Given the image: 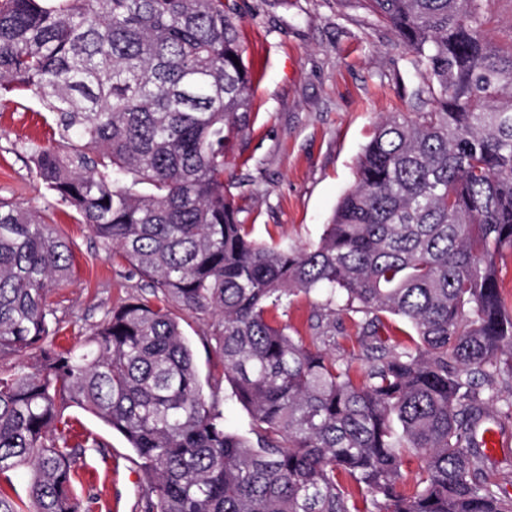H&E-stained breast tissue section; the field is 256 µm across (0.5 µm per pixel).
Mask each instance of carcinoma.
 <instances>
[{
    "label": "carcinoma",
    "mask_w": 512,
    "mask_h": 512,
    "mask_svg": "<svg viewBox=\"0 0 512 512\" xmlns=\"http://www.w3.org/2000/svg\"><path fill=\"white\" fill-rule=\"evenodd\" d=\"M488 0H357L421 72L431 108L384 117L320 239L259 241L224 181L251 117L239 0H0V94L36 101L54 143H16L49 192L0 198V512H86L64 413L119 433L143 512H512L480 428L512 418V44ZM70 209L149 295L56 342ZM299 293L359 314L360 370L269 310ZM208 320L223 372L203 389L175 311ZM389 316L412 328L383 336ZM30 362L4 366L10 357ZM253 437L224 424V384ZM416 464L412 481L405 467ZM32 470L28 500L5 489ZM488 34L494 45L508 46L512 39V0H491Z\"/></svg>",
    "instance_id": "1"
}]
</instances>
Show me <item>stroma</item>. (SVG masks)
Instances as JSON below:
<instances>
[{
    "mask_svg": "<svg viewBox=\"0 0 512 512\" xmlns=\"http://www.w3.org/2000/svg\"><path fill=\"white\" fill-rule=\"evenodd\" d=\"M241 41L253 72L252 114L236 137L224 179L240 220L255 237L299 245L318 241L341 196L354 184L358 161L377 123L387 114L423 110L422 84L392 31L354 0H244ZM38 105L27 98L0 96V196L43 208L45 190L17 141L48 140ZM56 233L72 247L75 274L50 289L54 308L70 342L84 341L107 309L142 294L143 282L126 263L113 259L86 225L66 208L53 214ZM317 296L298 295L275 311L304 340L315 321L336 336L339 358L359 354V330L348 315L317 316ZM182 332L201 380L222 371L206 345L205 321L185 315ZM76 439L93 436L101 445L78 462L75 488L91 512H141L147 483L125 439L97 418L68 409Z\"/></svg>",
    "mask_w": 512,
    "mask_h": 512,
    "instance_id": "1",
    "label": "stroma"
}]
</instances>
